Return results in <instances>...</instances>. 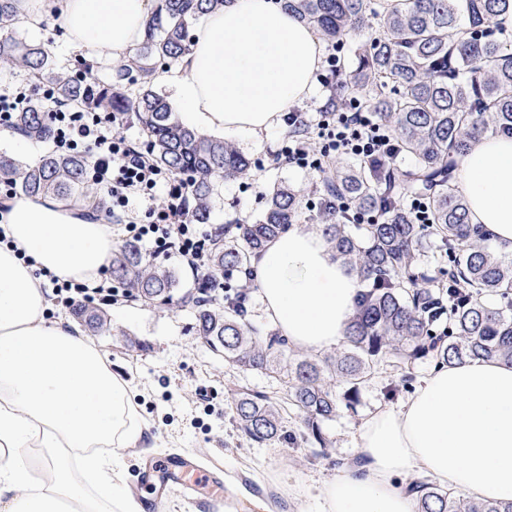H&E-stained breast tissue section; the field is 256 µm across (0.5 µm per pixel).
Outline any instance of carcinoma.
<instances>
[{
    "mask_svg": "<svg viewBox=\"0 0 512 512\" xmlns=\"http://www.w3.org/2000/svg\"><path fill=\"white\" fill-rule=\"evenodd\" d=\"M224 0H158L134 57L115 68L86 62L62 65L43 44L12 32L0 35V66L49 87L56 101L99 116L135 119L151 158L175 178H190L191 222L206 224L210 199L221 179L249 173L251 162L232 145L186 126L153 88L157 71L190 50L197 20ZM21 0H0V30L13 25ZM298 20L326 42L341 45L351 33L375 29L347 71L336 72L335 107L354 102L389 123L408 169L388 160L336 164L319 193L377 216L352 235L339 212L323 211L321 231L336 254L369 288L360 294L347 328L346 349L321 359L288 363V340L260 333L248 319L250 260L292 223L300 197L286 187L267 194L255 224H228L208 245L209 276L182 293L172 271L126 242L112 251V280L125 297L178 304L193 311L196 335L215 354L244 370L287 372L289 393L276 401L246 389L233 400L241 431L258 443L287 438L284 405L303 417L304 437L318 456L328 448L321 424L336 417L339 402L353 406L382 361L404 371L433 353L444 364L496 358L512 363V258L498 255L469 223L465 195L455 184L458 161L480 135L512 130V0H288ZM12 132L47 144L54 131L38 105L14 116ZM89 152L48 149L29 164L0 154V184L25 197L80 194L101 207L91 178ZM430 206L432 228L448 244V335L434 333L442 298L419 283L416 269L424 234L403 209L405 196ZM240 274V284L224 282ZM74 317L94 332L108 330L99 308L80 307ZM405 491L417 512H512V502L460 499L425 479Z\"/></svg>",
    "mask_w": 512,
    "mask_h": 512,
    "instance_id": "carcinoma-1",
    "label": "carcinoma"
}]
</instances>
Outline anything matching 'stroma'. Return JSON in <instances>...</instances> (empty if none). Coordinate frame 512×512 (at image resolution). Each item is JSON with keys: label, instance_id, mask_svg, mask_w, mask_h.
I'll use <instances>...</instances> for the list:
<instances>
[{"label": "stroma", "instance_id": "obj_1", "mask_svg": "<svg viewBox=\"0 0 512 512\" xmlns=\"http://www.w3.org/2000/svg\"><path fill=\"white\" fill-rule=\"evenodd\" d=\"M283 137V131L276 130L257 146L234 140V147L252 159L253 168L247 177L217 183L205 232L217 233L228 223L257 222L266 192L277 185L300 194L295 224L317 229L322 222L317 207L322 177L277 158ZM106 311L108 331L91 333L90 338L109 358L113 372L130 383L140 413L152 426L153 457L187 454L204 466H221L239 512H263L272 504L280 512H315L322 483L341 474V462L355 461V437L364 418L376 407L406 401L437 364L430 356L418 360L407 382L401 372L380 366L355 408L339 409L335 419L323 423L328 448L316 457L301 440L303 422L293 411L285 415L283 427L294 435V442L257 443L241 433L232 411L234 390L279 391L283 383L212 353L196 336L189 309L121 297Z\"/></svg>", "mask_w": 512, "mask_h": 512}]
</instances>
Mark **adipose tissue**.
<instances>
[{"label":"adipose tissue","instance_id":"obj_1","mask_svg":"<svg viewBox=\"0 0 512 512\" xmlns=\"http://www.w3.org/2000/svg\"><path fill=\"white\" fill-rule=\"evenodd\" d=\"M23 0L17 23L58 28L82 60L126 61L153 0ZM323 50L283 0H225L161 72L185 125L253 143L311 93ZM457 180L471 223L512 251V137L483 135ZM0 229V512H139L122 451L150 425L129 382L65 318H46L44 273L94 285L112 251L104 224L55 197L15 198ZM267 316L291 346L345 338L359 278L322 236L291 226L253 258ZM358 467L325 481L317 512H415L400 481L423 473L478 501L512 502V364L441 365L399 406L372 412Z\"/></svg>","mask_w":512,"mask_h":512}]
</instances>
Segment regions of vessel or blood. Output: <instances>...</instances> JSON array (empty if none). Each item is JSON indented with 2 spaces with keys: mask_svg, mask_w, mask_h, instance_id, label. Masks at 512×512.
Here are the masks:
<instances>
[{
  "mask_svg": "<svg viewBox=\"0 0 512 512\" xmlns=\"http://www.w3.org/2000/svg\"><path fill=\"white\" fill-rule=\"evenodd\" d=\"M142 486L178 490L195 496L206 494L209 512H236L237 499L216 472L200 467L181 455H169L150 462L140 476Z\"/></svg>",
  "mask_w": 512,
  "mask_h": 512,
  "instance_id": "vessel-or-blood-1",
  "label": "vessel or blood"
}]
</instances>
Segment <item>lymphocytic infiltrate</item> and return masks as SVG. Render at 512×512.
Segmentation results:
<instances>
[{
	"mask_svg": "<svg viewBox=\"0 0 512 512\" xmlns=\"http://www.w3.org/2000/svg\"><path fill=\"white\" fill-rule=\"evenodd\" d=\"M48 117L59 152L93 153V178L106 188L111 198L109 212L124 223L130 238L148 244L154 255L176 254L204 265L209 237L189 224L183 211L189 180H175L168 170L135 150L126 137L113 132L112 119L59 108L52 109ZM317 137L319 149L289 137L277 154L299 168L317 172L344 155L375 159L398 154L388 126L372 112L322 113Z\"/></svg>",
	"mask_w": 512,
	"mask_h": 512,
	"instance_id": "1",
	"label": "lymphocytic infiltrate"
}]
</instances>
